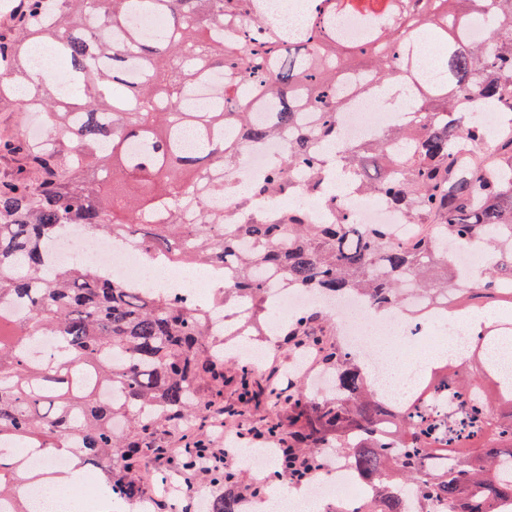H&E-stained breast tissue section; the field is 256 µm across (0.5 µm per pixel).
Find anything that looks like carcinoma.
I'll list each match as a JSON object with an SVG mask.
<instances>
[{
    "label": "carcinoma",
    "mask_w": 512,
    "mask_h": 512,
    "mask_svg": "<svg viewBox=\"0 0 512 512\" xmlns=\"http://www.w3.org/2000/svg\"><path fill=\"white\" fill-rule=\"evenodd\" d=\"M262 0H21L0 29V102L47 117L41 146L18 132L0 137V153L17 164L0 179V317L9 304L25 312L0 340V445L69 457L103 474L111 504L143 496L140 472L151 466L142 446L162 428L180 429L182 466L195 460L215 400L232 384L241 406L223 421L262 407L264 423L245 430L278 444L277 472L308 482L323 464L321 450L348 449L355 468L376 477L378 512H406L410 491L448 500L450 512H471L468 491H512V381L492 372L476 346L461 363L432 367L401 410L394 443L372 431L387 409L364 378L359 357L324 339L333 318L310 308L288 321L292 349H314L336 377L330 397L299 385L285 388L251 364L224 374L209 310L251 307L247 335L270 323L266 279L283 288L355 292L381 313L424 295L443 312L463 301L495 299L512 279V135L491 144L494 164L471 166L463 153L484 141L479 110L512 115V0H384V11L344 0H310L307 25L291 33ZM341 12L372 21L368 36L336 37L329 20ZM141 15L157 27L146 38L130 24ZM483 23L482 40L471 36ZM435 38L444 66L429 81L422 70L426 41ZM38 50L70 69L59 95L50 78L26 86ZM223 76L208 107L191 99ZM352 75L376 83L351 88L382 95L405 82L415 110L398 125L342 148L332 161L316 150L338 139L348 105L339 89ZM28 87L26 95L18 94ZM288 136L285 151L257 178L248 196L230 178L246 149ZM93 172L89 180L85 172ZM380 195L408 222L429 231L409 247L391 240L386 224H356L342 207L332 176ZM302 188L321 198L336 219L309 224L300 206H260ZM229 197L231 209L213 205ZM146 258L221 266L224 288L208 306L154 295L110 279L76 259L51 263L47 247L87 227L109 239L129 238ZM481 240L489 261L479 281L461 278L448 247ZM512 298V292L507 294ZM50 336L52 354L34 361L27 340ZM208 381L211 397L199 394ZM433 456L450 470H423ZM23 456L0 455V500L30 512L17 470ZM228 496L211 512H236L241 498L261 499L268 486L242 482L231 468L207 475Z\"/></svg>",
    "instance_id": "carcinoma-1"
}]
</instances>
